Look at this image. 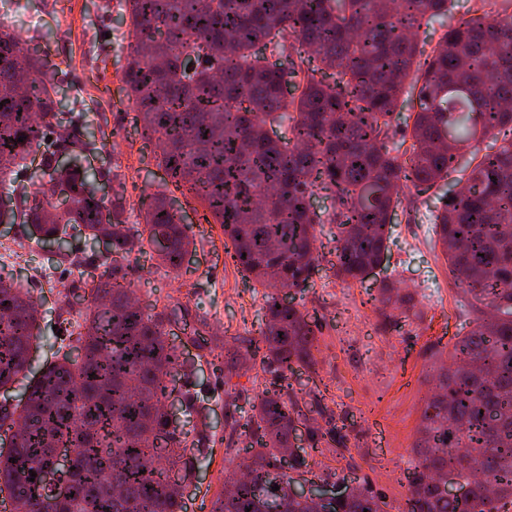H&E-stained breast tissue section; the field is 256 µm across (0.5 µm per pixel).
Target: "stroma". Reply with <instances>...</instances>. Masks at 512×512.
I'll use <instances>...</instances> for the list:
<instances>
[{"label": "stroma", "mask_w": 512, "mask_h": 512, "mask_svg": "<svg viewBox=\"0 0 512 512\" xmlns=\"http://www.w3.org/2000/svg\"><path fill=\"white\" fill-rule=\"evenodd\" d=\"M23 12L11 15V28L22 47L46 51L48 65L65 90L62 110L68 123L51 129V150L94 173L99 194L123 195L131 216L141 201L163 193L175 206L194 240L185 268L172 276L142 258L131 263L128 278L142 305L167 309V339L186 364L174 383L175 393H189L190 420L177 421L185 437L195 480L185 489L192 512H212L224 492L230 462L250 457L243 425L255 396L284 389L296 398L303 415L298 422L306 467L300 488L332 489L339 479L363 485L384 501L387 512H401L408 495L414 458L412 446L424 407L436 385V370L448 361L457 336L476 316L448 274L437 245L431 210L447 195L451 181H440L424 202L406 198L391 227L389 250L380 266L363 280L348 284L332 275L335 225L319 235V265L306 290L282 289L306 313L318 338L315 368L281 374L255 365L225 380L216 356L225 342L246 345L265 323L262 288L253 286L227 260L224 232L207 223L206 211L190 194L168 184L155 161L158 145L141 139L130 112L109 105L122 92V68L128 53L122 6L115 0H73L82 19H94L85 33H67L64 15L53 0H24ZM90 127L95 139L76 141L77 130ZM105 243L91 242L82 230L68 229L63 242L38 243L30 225L0 224V273L27 288L40 317V336L32 349V367L41 370L58 350L72 343L65 314L84 306L86 275H100ZM413 293L416 314H402L384 325L377 310L383 283ZM235 390L237 411L224 408ZM321 429L312 442L311 429Z\"/></svg>", "instance_id": "35a3bbf8"}]
</instances>
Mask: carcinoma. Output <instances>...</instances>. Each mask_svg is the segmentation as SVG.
I'll use <instances>...</instances> for the list:
<instances>
[{
	"mask_svg": "<svg viewBox=\"0 0 512 512\" xmlns=\"http://www.w3.org/2000/svg\"><path fill=\"white\" fill-rule=\"evenodd\" d=\"M451 2L124 0L131 51L122 83L136 131L160 143L167 180L221 225L233 265L267 289L259 340L245 350L225 343L234 369L257 358L283 373L315 367V331L277 290L307 287L319 225H336L333 276L358 280L384 259L400 191L419 198L461 173L434 224L454 284L479 316L439 367L402 512H512V0H501L491 21L456 20ZM17 58L14 33L0 26L1 183L41 148L43 130L64 120L45 58L24 71ZM406 105L409 145L396 139ZM273 125L291 136L270 135ZM500 134V144L483 146ZM37 184L21 192V211H0V224H36L43 239L78 226L105 241L110 260L79 311L78 354L58 356L30 379L24 401L0 406V428L21 425L0 458V503L10 512H184L175 484L190 473L175 475L169 464L187 444L162 410L183 363L163 332L166 312L135 299L126 269L135 252L180 275L188 226L159 195L142 205L144 227L129 225L123 196L97 195L90 174L53 155ZM57 188L70 206L52 211ZM320 195L331 210L313 208ZM381 304L387 322L415 307L390 283ZM38 330L28 293L0 274L1 390L28 371ZM300 416L286 393L254 399L245 427L256 449L213 512H267L271 502L280 512H323L289 495L288 475L271 478L305 466L299 454L281 455ZM59 448L71 449L64 500L43 483ZM450 471L469 486L463 502L436 489ZM339 495L334 512H383L363 486Z\"/></svg>",
	"mask_w": 512,
	"mask_h": 512,
	"instance_id": "carcinoma-1",
	"label": "carcinoma"
}]
</instances>
